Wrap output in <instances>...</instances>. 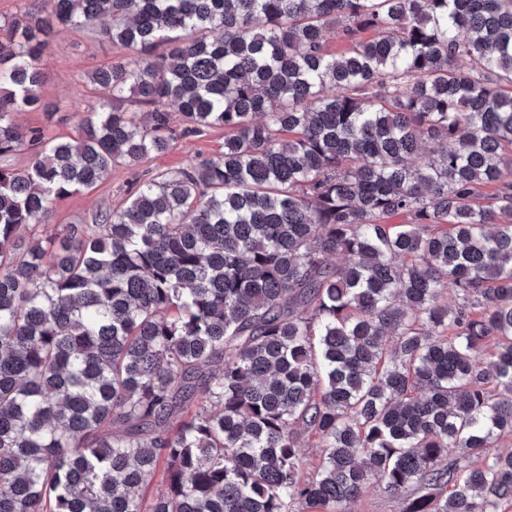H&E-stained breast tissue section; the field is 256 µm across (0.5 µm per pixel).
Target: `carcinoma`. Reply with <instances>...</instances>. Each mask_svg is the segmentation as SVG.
I'll list each match as a JSON object with an SVG mask.
<instances>
[{
	"label": "carcinoma",
	"mask_w": 512,
	"mask_h": 512,
	"mask_svg": "<svg viewBox=\"0 0 512 512\" xmlns=\"http://www.w3.org/2000/svg\"><path fill=\"white\" fill-rule=\"evenodd\" d=\"M60 28L122 55L47 140L15 115ZM170 103L224 150L38 223L168 151ZM35 145L0 166V512L512 502V0H41L0 18V157ZM359 512H400V503L377 484L368 486L359 502Z\"/></svg>",
	"instance_id": "cac0c4a2"
}]
</instances>
